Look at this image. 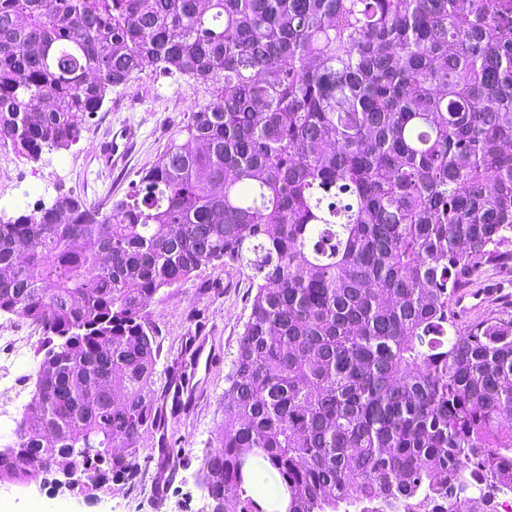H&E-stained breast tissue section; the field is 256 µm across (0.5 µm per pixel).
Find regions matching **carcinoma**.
Masks as SVG:
<instances>
[{
	"label": "carcinoma",
	"instance_id": "carcinoma-1",
	"mask_svg": "<svg viewBox=\"0 0 512 512\" xmlns=\"http://www.w3.org/2000/svg\"><path fill=\"white\" fill-rule=\"evenodd\" d=\"M212 97L107 213L0 217V312L42 329L17 483L138 477L165 426L147 308L209 266L255 289L203 461L208 512H466L512 490V0H0V146L68 150L145 64ZM484 288L495 289L488 295H481L479 299L467 298L469 309L465 312L456 307V320L459 324L464 325L482 319L496 310L512 311V262L487 268L476 276L473 282L461 288V296L464 293L480 294ZM282 487L271 475L268 464L257 466L248 485L249 494L265 512L277 511Z\"/></svg>",
	"mask_w": 512,
	"mask_h": 512
}]
</instances>
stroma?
<instances>
[{
	"instance_id": "35a3bbf8",
	"label": "stroma",
	"mask_w": 512,
	"mask_h": 512,
	"mask_svg": "<svg viewBox=\"0 0 512 512\" xmlns=\"http://www.w3.org/2000/svg\"><path fill=\"white\" fill-rule=\"evenodd\" d=\"M201 96L193 81L149 65L112 92L70 149L46 150L34 161L0 146V165L14 173L11 183L0 185V216L32 212L61 194L94 204L123 197L152 167ZM107 142L125 149L109 167L99 158ZM464 290L468 308L457 312L459 324L497 310L512 311V263L487 268ZM252 294L246 271L219 266L155 295L148 316L162 347L157 372L168 385L163 400L167 429L150 434L142 472L126 482L124 498H112L106 487L93 500L72 492L66 496L68 512H205L200 469L222 422L227 376Z\"/></svg>"
}]
</instances>
